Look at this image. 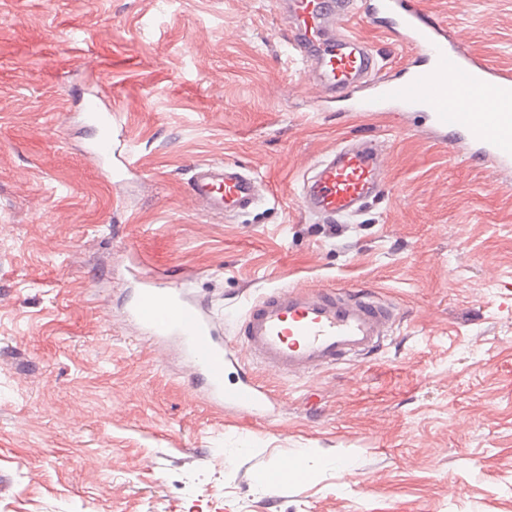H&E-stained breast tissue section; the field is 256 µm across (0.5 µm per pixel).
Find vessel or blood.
<instances>
[{
  "label": "vessel or blood",
  "mask_w": 512,
  "mask_h": 512,
  "mask_svg": "<svg viewBox=\"0 0 512 512\" xmlns=\"http://www.w3.org/2000/svg\"><path fill=\"white\" fill-rule=\"evenodd\" d=\"M287 20L296 33L303 61L320 68L331 86L345 87L366 75L373 54L348 33L350 0H289ZM365 17L395 30L411 51L400 73L378 77L369 93L347 98L348 112H383L397 107L426 113L442 138L465 134L470 154L500 169L512 167V112H487L490 97L512 103V71L490 66L455 41L422 7L420 0H367ZM87 118L105 132L92 148L102 160L113 153L111 113L96 98L83 103ZM377 149L339 148L321 160L305 183L308 208L327 219L357 215L381 187ZM193 194L219 213L259 203L255 181L229 165L202 164L191 180ZM128 315L156 343L175 344L202 381L210 402L221 408L268 417L274 405L270 390L242 373L231 387L224 384V365L231 359L215 319L204 306L180 290L163 287L151 276ZM399 318L398 310L372 294L343 288L271 289L246 309L240 342L253 363L278 373L304 377L365 356L382 347Z\"/></svg>",
  "instance_id": "b4317fda"
}]
</instances>
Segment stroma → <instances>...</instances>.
<instances>
[{
	"instance_id": "35a3bbf8",
	"label": "stroma",
	"mask_w": 512,
	"mask_h": 512,
	"mask_svg": "<svg viewBox=\"0 0 512 512\" xmlns=\"http://www.w3.org/2000/svg\"><path fill=\"white\" fill-rule=\"evenodd\" d=\"M288 0H0V512H512V170L424 114L344 112L293 47ZM512 68V0H422ZM352 31L381 73L396 34ZM99 96L128 156L89 153ZM374 141L360 215L308 211L302 178ZM239 166L262 202L217 215L194 166ZM224 324L272 418L212 405L127 315L135 259ZM364 288L400 319L381 351L304 377L237 336L269 289ZM304 454L309 475L263 476ZM350 467H340L341 459Z\"/></svg>"
}]
</instances>
